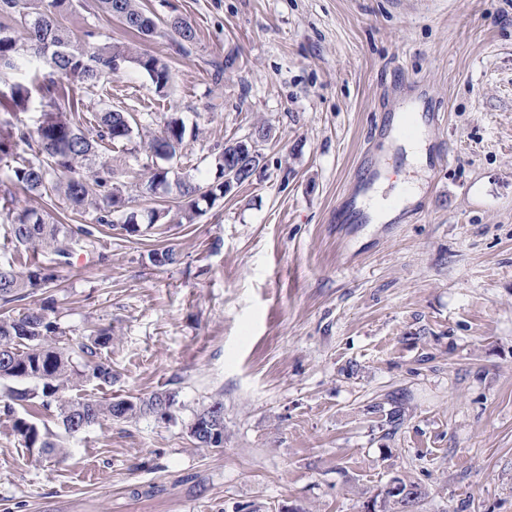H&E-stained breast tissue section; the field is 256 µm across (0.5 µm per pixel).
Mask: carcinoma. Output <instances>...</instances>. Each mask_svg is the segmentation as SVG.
<instances>
[{
	"label": "carcinoma",
	"instance_id": "1",
	"mask_svg": "<svg viewBox=\"0 0 512 512\" xmlns=\"http://www.w3.org/2000/svg\"><path fill=\"white\" fill-rule=\"evenodd\" d=\"M99 8L121 22L126 29L150 35L157 22L140 7L139 0H98ZM74 8V0H0V79L22 69L33 71L29 83L5 84L15 119H0V159L9 158L7 178L14 187L34 194L50 192L56 200L75 213H94V223L72 227L55 223L54 210L18 208L14 193L0 195V220L7 223L3 239L17 252L25 253L20 264L0 262V381L28 383L23 388L8 387L0 396V414L13 422V430L25 447L39 455L62 454L64 448L50 440V432L17 408L34 409L56 404L66 434L75 437L91 425L104 421H127L142 414L161 419L173 418L175 395L160 391L147 399L72 400L66 393L87 382L112 385V363L101 350L112 344V329L100 328L95 334L72 346L62 342L59 324L51 316L52 307L43 301L19 316L11 315L17 303L27 300L39 288L53 283L50 268L39 263V255L50 252L57 262L68 258L76 240L94 236L98 226L113 224L112 213L126 206L123 189L112 182V157L100 151L104 143L134 142L136 118L130 112L112 107L87 116L89 128L75 119L77 101L72 86L112 84V79L133 65L150 81L158 94L169 88L171 76L167 63L159 56L137 52L125 45L100 43L97 32H85L82 43L72 39L61 22L63 14ZM173 43L182 53L196 38L192 25L175 19L170 23ZM41 105L35 128L19 114ZM187 129L178 119L168 121L160 134L133 151L146 152L147 180L138 185L147 194L157 185L169 184L172 164L184 144ZM215 177L211 181L196 178L177 180L180 201L175 206L151 207L131 212L123 228L130 235L142 234L156 224H191L208 207L224 198V160L214 158ZM155 266L178 262L172 247L148 253ZM405 395L390 396L393 408L385 424L395 429L404 421ZM224 412V403L215 400L197 414L189 426V435L199 448H220L224 444V418L210 420L208 414ZM423 492L415 483L401 487L400 498L386 493L383 512H415Z\"/></svg>",
	"mask_w": 512,
	"mask_h": 512
}]
</instances>
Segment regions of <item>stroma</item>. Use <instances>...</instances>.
Listing matches in <instances>:
<instances>
[{
	"label": "stroma",
	"instance_id": "obj_1",
	"mask_svg": "<svg viewBox=\"0 0 512 512\" xmlns=\"http://www.w3.org/2000/svg\"><path fill=\"white\" fill-rule=\"evenodd\" d=\"M162 21L134 38L82 0L74 38L136 44L167 61L158 97L134 67L111 96L84 85L83 112L112 106L186 138L176 176L210 179L224 144L254 135L265 167L191 224L129 236L125 211L67 262H42L63 341L111 326L115 378L69 391L106 399L176 394L145 414L69 437L57 407L33 421L64 446L29 452L0 417V512H365L401 480L418 512H512V0H141ZM196 31L171 47L167 20ZM426 92L424 161L403 148L375 186L419 198L382 224H347L396 102ZM451 147L455 160L442 163ZM135 208L145 152L112 148ZM170 246L158 267L151 249ZM406 417L384 426L388 394ZM224 401V445L196 447L194 416Z\"/></svg>",
	"mask_w": 512,
	"mask_h": 512
}]
</instances>
